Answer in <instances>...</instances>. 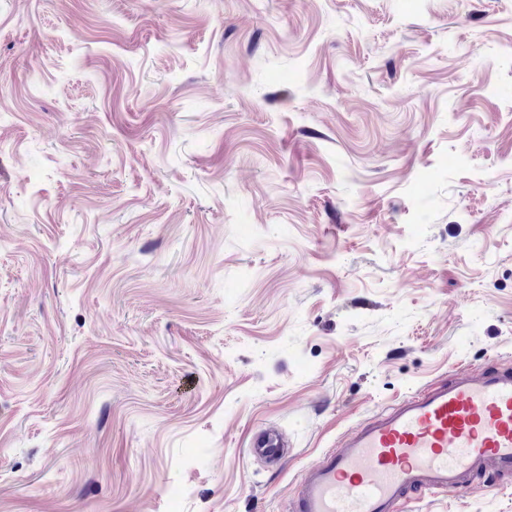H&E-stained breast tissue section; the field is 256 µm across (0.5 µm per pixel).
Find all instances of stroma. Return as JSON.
<instances>
[{"label": "stroma", "mask_w": 512, "mask_h": 512, "mask_svg": "<svg viewBox=\"0 0 512 512\" xmlns=\"http://www.w3.org/2000/svg\"><path fill=\"white\" fill-rule=\"evenodd\" d=\"M506 88L512 0H0V512H286L512 363ZM250 453L255 458L278 461L283 457V444L275 430H267L251 443Z\"/></svg>", "instance_id": "1"}]
</instances>
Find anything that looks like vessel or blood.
Here are the masks:
<instances>
[{"mask_svg": "<svg viewBox=\"0 0 512 512\" xmlns=\"http://www.w3.org/2000/svg\"><path fill=\"white\" fill-rule=\"evenodd\" d=\"M254 457L280 460L269 430ZM512 474V365L453 371L367 419L301 474L289 512H405L425 491Z\"/></svg>", "mask_w": 512, "mask_h": 512, "instance_id": "b4317fda", "label": "vessel or blood"}]
</instances>
